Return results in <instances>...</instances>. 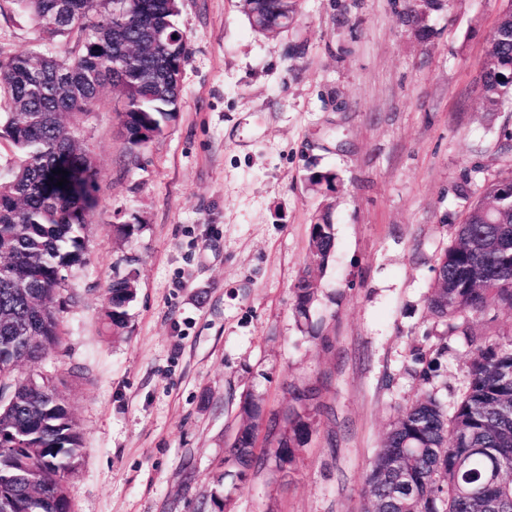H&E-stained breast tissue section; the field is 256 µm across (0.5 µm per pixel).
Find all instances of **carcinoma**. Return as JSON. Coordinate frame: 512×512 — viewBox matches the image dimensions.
I'll list each match as a JSON object with an SVG mask.
<instances>
[{"label":"carcinoma","instance_id":"carcinoma-1","mask_svg":"<svg viewBox=\"0 0 512 512\" xmlns=\"http://www.w3.org/2000/svg\"><path fill=\"white\" fill-rule=\"evenodd\" d=\"M8 2L43 39L63 40L67 49L0 55V100L8 107L0 137L23 156L0 179V261L12 272L11 282L0 280V395L11 401L0 407V436L17 444L0 455V501L11 512H72L66 476L82 457V435L56 388L35 390L19 370L62 345L64 272L85 264L81 233L96 204V170L74 122L106 89L118 90L129 158L137 161L176 119L189 45L176 25L179 0ZM298 2L240 0V7L255 31L272 34L288 27ZM443 8L444 0H404L400 18L426 42L434 36L429 18ZM479 81L478 111L500 112L512 102V0L489 36ZM338 182L331 170L307 177L309 190L322 196ZM334 247L327 204L310 225V267H324ZM317 292L308 270L293 286L297 318L310 320ZM136 294L135 270L112 277L105 319L113 333L127 327ZM492 308L512 309V171L483 186L438 258L426 309L444 330L416 354L414 373L425 388L370 460L367 512H512V339L492 340L471 321ZM449 335L472 352L465 390L450 408L433 387ZM318 398L314 387L294 388L285 410L267 418L261 398L246 395L225 461L241 477L290 472L322 409ZM263 423L274 446L257 454Z\"/></svg>","mask_w":512,"mask_h":512}]
</instances>
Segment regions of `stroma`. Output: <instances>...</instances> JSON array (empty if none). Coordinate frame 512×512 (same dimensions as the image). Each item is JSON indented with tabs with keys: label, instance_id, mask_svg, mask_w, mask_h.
Masks as SVG:
<instances>
[{
	"label": "stroma",
	"instance_id": "1",
	"mask_svg": "<svg viewBox=\"0 0 512 512\" xmlns=\"http://www.w3.org/2000/svg\"><path fill=\"white\" fill-rule=\"evenodd\" d=\"M239 3L180 0L178 117L137 162L119 92L75 126L99 201L86 264L66 277L63 343L32 366L60 381L83 436L73 512H364L368 463L421 390L414 351L436 341L435 262L471 199L512 170V107L477 111L474 92L506 0H451L427 42L399 0H299L273 36ZM64 49L27 14L0 15V53ZM313 169L339 175L330 197L307 189ZM326 203L336 247L314 273L312 334L292 286ZM131 263L138 294L116 336L105 293ZM447 342L435 385L450 405L471 349ZM292 386L318 388L323 405L296 470L238 476L224 458L242 397L272 414Z\"/></svg>",
	"mask_w": 512,
	"mask_h": 512
}]
</instances>
